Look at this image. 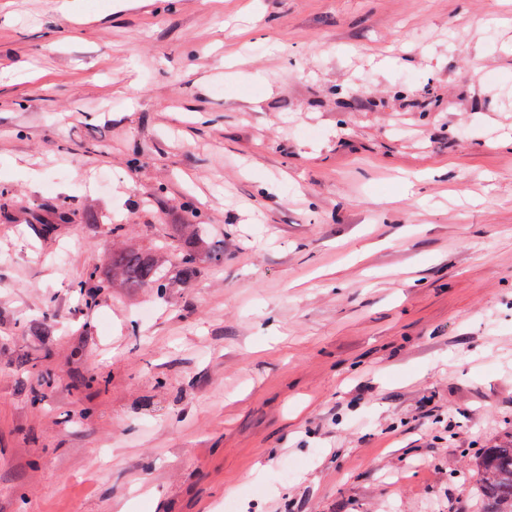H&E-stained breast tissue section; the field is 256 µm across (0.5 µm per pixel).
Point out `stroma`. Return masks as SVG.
<instances>
[{
  "label": "stroma",
  "instance_id": "stroma-1",
  "mask_svg": "<svg viewBox=\"0 0 512 512\" xmlns=\"http://www.w3.org/2000/svg\"><path fill=\"white\" fill-rule=\"evenodd\" d=\"M1 186L72 219L0 223V512H480L512 0H0ZM186 222L223 262L82 302ZM31 216L38 232L43 237L53 235L59 224H66L71 220V214L63 203L54 208L39 209V212L32 211Z\"/></svg>",
  "mask_w": 512,
  "mask_h": 512
}]
</instances>
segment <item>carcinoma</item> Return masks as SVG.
Returning <instances> with one entry per match:
<instances>
[{
    "label": "carcinoma",
    "instance_id": "obj_1",
    "mask_svg": "<svg viewBox=\"0 0 512 512\" xmlns=\"http://www.w3.org/2000/svg\"><path fill=\"white\" fill-rule=\"evenodd\" d=\"M38 232L49 237L60 224L70 221L64 204L31 212ZM170 236L179 246L170 257L156 252L128 249L113 253L103 266L86 271L85 279L75 285L85 304L118 285L142 291L155 289L163 294L169 288H181L198 278L207 264L224 258V241L204 234L200 224H174ZM477 484L485 507L483 512H512V442L484 449L477 463Z\"/></svg>",
    "mask_w": 512,
    "mask_h": 512
}]
</instances>
